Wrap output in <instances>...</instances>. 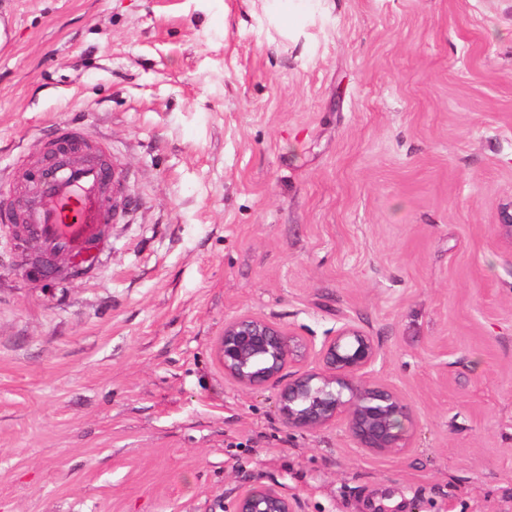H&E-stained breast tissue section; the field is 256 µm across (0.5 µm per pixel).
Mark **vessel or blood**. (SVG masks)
I'll return each mask as SVG.
<instances>
[{"instance_id":"b4317fda","label":"vessel or blood","mask_w":512,"mask_h":512,"mask_svg":"<svg viewBox=\"0 0 512 512\" xmlns=\"http://www.w3.org/2000/svg\"><path fill=\"white\" fill-rule=\"evenodd\" d=\"M108 142L84 128L61 125L29 162V204L15 211L11 189L0 184V224L32 240L40 264L61 266L97 253L120 218L126 175L110 161Z\"/></svg>"}]
</instances>
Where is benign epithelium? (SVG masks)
<instances>
[{"instance_id": "benign-epithelium-1", "label": "benign epithelium", "mask_w": 512, "mask_h": 512, "mask_svg": "<svg viewBox=\"0 0 512 512\" xmlns=\"http://www.w3.org/2000/svg\"><path fill=\"white\" fill-rule=\"evenodd\" d=\"M311 353L312 342L297 330L250 313L225 320L214 347L224 376L240 389H276L278 415L288 428L315 432L341 424L364 451L405 454L412 410L398 392L370 382L379 355L374 338L346 324L322 343L308 369ZM291 364L298 369L287 371ZM231 506V512H298L296 499L266 485L235 495Z\"/></svg>"}]
</instances>
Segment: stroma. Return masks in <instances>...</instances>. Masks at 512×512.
Returning a JSON list of instances; mask_svg holds the SVG:
<instances>
[{"mask_svg": "<svg viewBox=\"0 0 512 512\" xmlns=\"http://www.w3.org/2000/svg\"><path fill=\"white\" fill-rule=\"evenodd\" d=\"M0 173L75 123L131 209L43 277L0 229V512H512V0H0ZM373 336L401 456L284 426L214 344ZM230 512H298L297 500L275 486L259 485L234 496Z\"/></svg>", "mask_w": 512, "mask_h": 512, "instance_id": "1", "label": "stroma"}]
</instances>
